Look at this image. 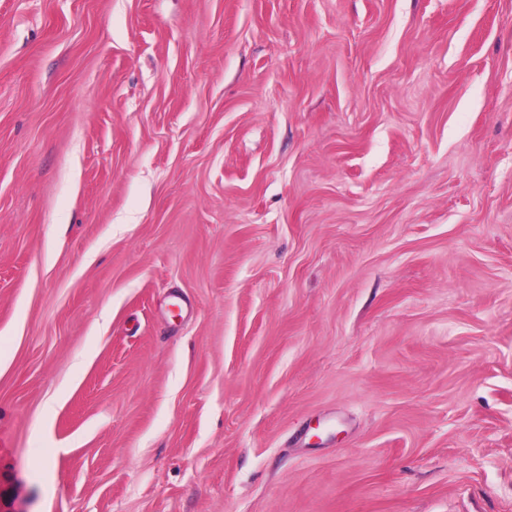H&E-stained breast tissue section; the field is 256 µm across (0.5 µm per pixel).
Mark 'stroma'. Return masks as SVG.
<instances>
[{"instance_id": "1", "label": "stroma", "mask_w": 512, "mask_h": 512, "mask_svg": "<svg viewBox=\"0 0 512 512\" xmlns=\"http://www.w3.org/2000/svg\"><path fill=\"white\" fill-rule=\"evenodd\" d=\"M0 512H512V0H0Z\"/></svg>"}]
</instances>
